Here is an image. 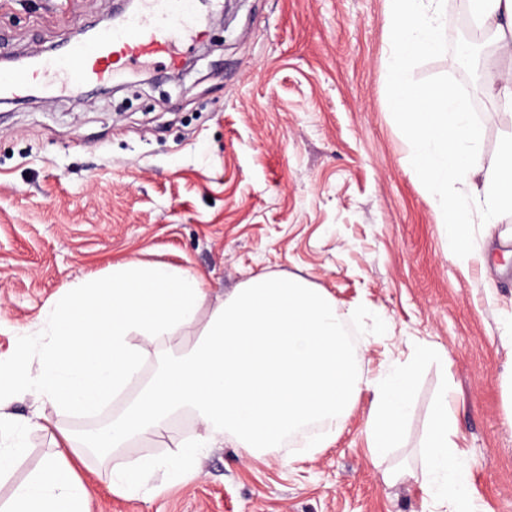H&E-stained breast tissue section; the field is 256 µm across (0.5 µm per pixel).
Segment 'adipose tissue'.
Here are the masks:
<instances>
[{
	"label": "adipose tissue",
	"mask_w": 512,
	"mask_h": 512,
	"mask_svg": "<svg viewBox=\"0 0 512 512\" xmlns=\"http://www.w3.org/2000/svg\"><path fill=\"white\" fill-rule=\"evenodd\" d=\"M472 3L496 53L511 58L512 0ZM35 334L38 365L22 352L0 364V405L27 394L94 414L135 390L88 442L112 457L109 488L122 496L147 493L156 464L118 461L119 450L164 438L181 412H192L202 431L173 441L165 466L173 479L187 481L204 450L227 440L257 457L316 424L321 431L305 439L303 451L326 447L365 388L374 394L366 421L369 448L382 456L401 436L413 393L411 366L362 379L335 300L302 278L259 274L231 296H214L202 276L183 267L126 259L108 275L64 286ZM173 347L183 356L140 385L151 349ZM33 426L0 412V478L22 457L23 437ZM457 436L448 397L440 395L417 474L433 500L450 499L457 512H472L469 467ZM89 496L73 468L50 457L15 487L4 512H88Z\"/></svg>",
	"instance_id": "ef3b65f1"
}]
</instances>
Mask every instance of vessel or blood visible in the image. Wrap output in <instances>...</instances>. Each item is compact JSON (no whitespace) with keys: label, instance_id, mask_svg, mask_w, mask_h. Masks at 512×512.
Instances as JSON below:
<instances>
[{"label":"vessel or blood","instance_id":"1","mask_svg":"<svg viewBox=\"0 0 512 512\" xmlns=\"http://www.w3.org/2000/svg\"><path fill=\"white\" fill-rule=\"evenodd\" d=\"M194 0H142L134 16L110 28L66 41L53 55L31 54L29 62H0V102L40 92L44 99L101 84L117 69L172 58L178 46L198 38L205 24Z\"/></svg>","mask_w":512,"mask_h":512}]
</instances>
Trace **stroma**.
<instances>
[{"label": "stroma", "mask_w": 512, "mask_h": 512, "mask_svg": "<svg viewBox=\"0 0 512 512\" xmlns=\"http://www.w3.org/2000/svg\"><path fill=\"white\" fill-rule=\"evenodd\" d=\"M113 0H0L11 51L50 52L79 28L102 25ZM386 0H233L176 65L131 67L83 96L0 103V358L27 350L61 287L105 275L128 256L201 274L232 294L258 273L325 289L354 334L362 378L419 363L402 439L383 458L369 448L372 400L362 392L314 457L289 460L303 437L256 459L209 449L196 476L151 484L158 496L109 489L110 464L75 470L89 512H433L416 480L385 484L389 467L419 468L435 401L451 396L457 442L477 512H512V215L478 226L475 256L448 258L440 211L409 166L410 144L387 101ZM466 82L482 123L481 154L495 157L512 128L482 81L453 53L418 66L423 79ZM50 432L26 435L15 484L57 449L114 413L36 407Z\"/></svg>", "instance_id": "obj_1"}]
</instances>
